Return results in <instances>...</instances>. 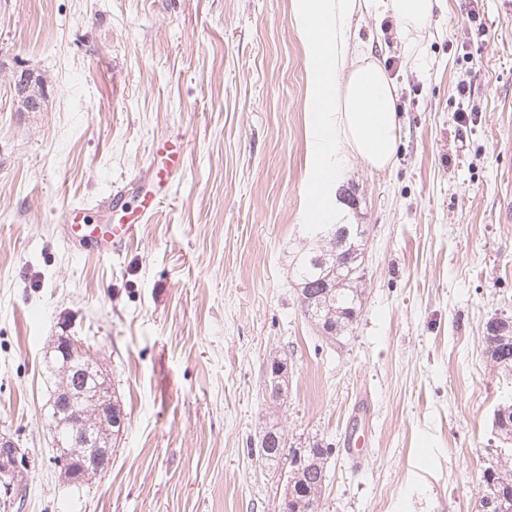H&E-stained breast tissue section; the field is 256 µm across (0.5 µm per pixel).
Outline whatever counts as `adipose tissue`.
Segmentation results:
<instances>
[{"mask_svg": "<svg viewBox=\"0 0 512 512\" xmlns=\"http://www.w3.org/2000/svg\"><path fill=\"white\" fill-rule=\"evenodd\" d=\"M300 2L314 73L310 125L318 145L315 172L340 179L351 156L371 168H386L399 140L396 93L376 63L347 64L355 0Z\"/></svg>", "mask_w": 512, "mask_h": 512, "instance_id": "ef3b65f1", "label": "adipose tissue"}]
</instances>
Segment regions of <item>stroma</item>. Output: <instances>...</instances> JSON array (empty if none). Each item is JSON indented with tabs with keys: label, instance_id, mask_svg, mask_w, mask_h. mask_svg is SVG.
I'll return each mask as SVG.
<instances>
[{
	"label": "stroma",
	"instance_id": "obj_1",
	"mask_svg": "<svg viewBox=\"0 0 512 512\" xmlns=\"http://www.w3.org/2000/svg\"><path fill=\"white\" fill-rule=\"evenodd\" d=\"M468 11L437 0L412 41L380 0L351 21L348 56L392 79L400 137L390 167H344L366 280L331 340L292 274L316 159L299 0H0V431L30 452L22 512H279L284 478L256 454L273 426L332 448L320 512H479L483 470L512 466L494 426L512 369L482 343L512 317V0ZM19 69L43 79L41 111L19 110ZM166 143L188 161L136 240L108 256L69 237L73 207L121 223L104 198L152 188ZM55 336L82 340L126 412L79 487L50 462ZM355 420L357 422L355 426L359 423L360 427L358 432L350 439L348 453L353 461H360L364 457V448L361 446L364 444L365 438L371 431L373 424V414L368 401L359 407Z\"/></svg>",
	"mask_w": 512,
	"mask_h": 512
}]
</instances>
